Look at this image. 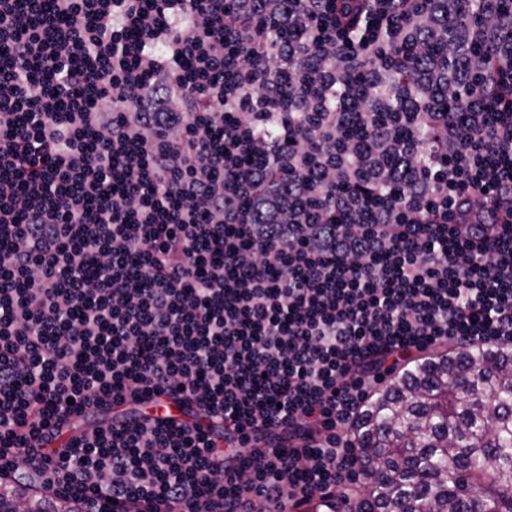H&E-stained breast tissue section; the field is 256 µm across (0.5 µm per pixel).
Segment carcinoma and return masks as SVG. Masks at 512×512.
Here are the masks:
<instances>
[{"label":"carcinoma","instance_id":"cac0c4a2","mask_svg":"<svg viewBox=\"0 0 512 512\" xmlns=\"http://www.w3.org/2000/svg\"><path fill=\"white\" fill-rule=\"evenodd\" d=\"M348 512H512V349L450 345L402 367L353 426Z\"/></svg>","mask_w":512,"mask_h":512}]
</instances>
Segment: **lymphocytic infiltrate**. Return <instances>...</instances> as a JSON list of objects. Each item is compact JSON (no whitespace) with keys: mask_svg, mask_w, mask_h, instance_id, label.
<instances>
[{"mask_svg":"<svg viewBox=\"0 0 512 512\" xmlns=\"http://www.w3.org/2000/svg\"><path fill=\"white\" fill-rule=\"evenodd\" d=\"M471 2L0 0V479L334 512L388 362L512 345V0Z\"/></svg>","mask_w":512,"mask_h":512,"instance_id":"lymphocytic-infiltrate-1","label":"lymphocytic infiltrate"}]
</instances>
